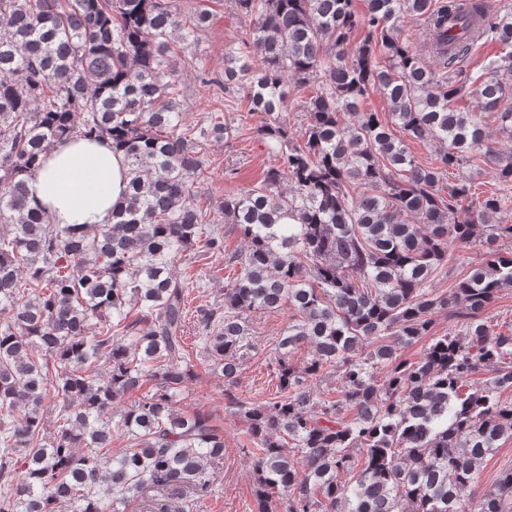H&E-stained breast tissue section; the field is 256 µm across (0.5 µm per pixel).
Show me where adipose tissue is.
<instances>
[{
	"mask_svg": "<svg viewBox=\"0 0 512 512\" xmlns=\"http://www.w3.org/2000/svg\"><path fill=\"white\" fill-rule=\"evenodd\" d=\"M122 153L109 142L80 138L56 145L42 157L29 181V200L54 224H111L129 180Z\"/></svg>",
	"mask_w": 512,
	"mask_h": 512,
	"instance_id": "ef3b65f1",
	"label": "adipose tissue"
}]
</instances>
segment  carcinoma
<instances>
[{
  "instance_id": "1",
  "label": "carcinoma",
  "mask_w": 512,
  "mask_h": 512,
  "mask_svg": "<svg viewBox=\"0 0 512 512\" xmlns=\"http://www.w3.org/2000/svg\"><path fill=\"white\" fill-rule=\"evenodd\" d=\"M233 2L249 28L224 58V93L243 88L247 111L264 113L258 134L277 166L224 197L244 247L224 255L236 276L224 305L201 315L198 341L232 385L251 313L295 310L278 341L277 396L224 393L246 426L255 512H512V469L472 492L486 456L512 442V401L501 399L512 333L486 316L512 288V252L489 249L451 298L432 285L448 246L469 245L479 225L512 240V224L488 223L497 196L478 202L470 180L444 183L480 153L512 179V156L501 163L495 134L456 106L472 96L512 139V109H501L512 11L488 0H366L362 13L356 0ZM408 17L425 23L432 62L401 39ZM208 18L168 0H0V223L10 225L0 232V512H127L147 491L146 512H188L210 489L207 465L224 458L213 415L176 407L196 372L185 336L193 283L174 267L196 244L224 250L193 202L196 135L238 134L216 121L196 134L180 120L171 36L186 40ZM482 40L498 52L468 92L458 63ZM290 80L314 88L299 137L283 115ZM376 90L384 115L361 111ZM395 126L446 145L438 166L420 165ZM74 136L125 153L129 196L110 225L51 224L30 206L36 162ZM439 313L458 331L402 358ZM303 342L313 358L298 370L290 356ZM480 368L490 377L475 388ZM336 370L340 393L326 399L310 381ZM115 435L128 441L116 453Z\"/></svg>"
}]
</instances>
